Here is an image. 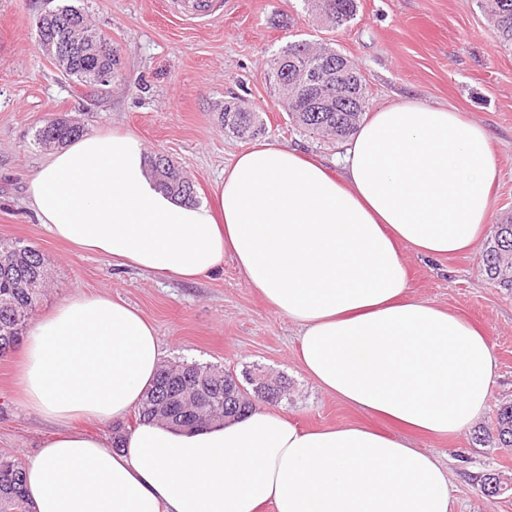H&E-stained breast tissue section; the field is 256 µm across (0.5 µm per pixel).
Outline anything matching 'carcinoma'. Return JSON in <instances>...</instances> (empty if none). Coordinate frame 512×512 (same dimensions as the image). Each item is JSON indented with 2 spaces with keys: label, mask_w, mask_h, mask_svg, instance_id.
Segmentation results:
<instances>
[{
  "label": "carcinoma",
  "mask_w": 512,
  "mask_h": 512,
  "mask_svg": "<svg viewBox=\"0 0 512 512\" xmlns=\"http://www.w3.org/2000/svg\"><path fill=\"white\" fill-rule=\"evenodd\" d=\"M308 8L333 28L354 19L358 0H305ZM487 20L498 38L512 44V0H489ZM38 40L70 39L78 50L58 66L80 83L96 84L101 71H118L121 55L112 42L89 23L85 11L65 5L37 17ZM273 76L286 83L277 85L282 106L295 126L316 135L344 139L360 125L366 107L367 88L360 70L342 52L314 46L306 39L289 43L274 59ZM224 129L240 139L264 133L259 113L242 100L224 102L219 113ZM83 135V127L69 120H51L35 131L44 148L61 147ZM152 173L165 191L189 202L196 201L194 184L167 156L150 158ZM484 270L505 288H512V215L494 227L482 254ZM45 259L35 247L21 240H0V357L13 351L25 335L27 322L41 297V288L28 284L43 279ZM211 400L224 407V370L200 363L160 367L156 380L138 406V420H163L181 428H198L202 412ZM485 442L497 448H512V403L498 410L495 433ZM25 467L0 452V512H29L24 486Z\"/></svg>",
  "instance_id": "carcinoma-1"
}]
</instances>
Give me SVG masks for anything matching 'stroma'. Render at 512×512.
<instances>
[{
	"mask_svg": "<svg viewBox=\"0 0 512 512\" xmlns=\"http://www.w3.org/2000/svg\"><path fill=\"white\" fill-rule=\"evenodd\" d=\"M64 0H0V239L39 249L49 282L35 309L43 314L80 293H105L137 308L155 326L163 362L208 363L247 383L265 372L288 384L276 413L305 428L367 425L413 446L447 469L453 512H512V448L479 437L495 430L496 412L512 400V290L491 280L483 244L434 260L405 250L410 295L456 313L481 329L498 360L485 411L463 432L430 435L405 428L324 393L303 372L299 328L246 285L232 256L221 270L192 282L119 267L111 258L72 250L38 223L25 182L48 151L34 132L62 116L85 132H134L148 154L176 161L198 200L233 156L249 147L218 121L224 102L241 98L265 123L263 141L329 160L339 141L290 123L274 97L270 65L289 42L307 39L347 55L366 79L368 110L402 97L454 107L489 133L500 167L491 223L512 214V49L491 30L481 0H359L340 28L319 23L303 0H224L204 19L181 16L173 0H81L95 28L122 52L123 68L107 86L65 76L38 49L35 17ZM19 352L0 357V450L29 463L52 425L19 400ZM500 494L481 492L485 475Z\"/></svg>",
	"mask_w": 512,
	"mask_h": 512,
	"instance_id": "obj_1",
	"label": "stroma"
}]
</instances>
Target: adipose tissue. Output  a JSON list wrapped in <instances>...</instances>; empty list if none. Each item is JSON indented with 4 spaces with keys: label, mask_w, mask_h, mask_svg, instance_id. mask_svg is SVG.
<instances>
[{
    "label": "adipose tissue",
    "mask_w": 512,
    "mask_h": 512,
    "mask_svg": "<svg viewBox=\"0 0 512 512\" xmlns=\"http://www.w3.org/2000/svg\"><path fill=\"white\" fill-rule=\"evenodd\" d=\"M500 176L486 130L401 99L372 112L338 168L261 142L238 153L214 203L162 190L126 130L85 134L26 181L39 223L121 267L194 281L232 256L249 288L300 327L299 359L323 391L410 430L453 434L486 408L498 363L460 316L408 298L402 247L438 259L485 233ZM152 323L103 293L39 316L19 367L24 406L53 424L25 468L32 512H451L448 474L403 437L307 429L264 407L196 430L137 406L161 366ZM74 427L85 431L91 435H107L112 443V448L117 450L123 447V437L125 435L124 428L122 426H116L113 430L112 437V427L110 429H106V432L100 428V426L91 420H79L75 422ZM113 438V441H112Z\"/></svg>",
    "instance_id": "obj_1"
}]
</instances>
